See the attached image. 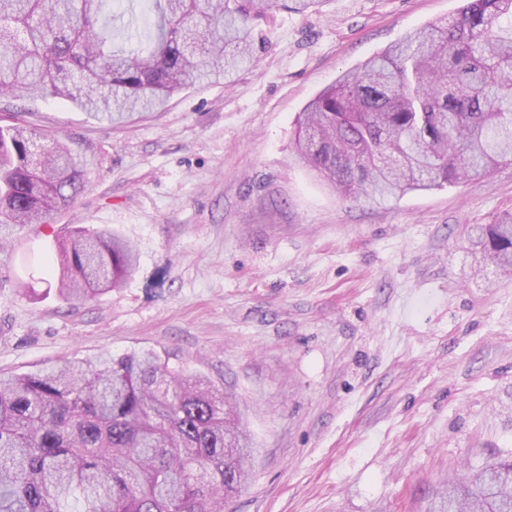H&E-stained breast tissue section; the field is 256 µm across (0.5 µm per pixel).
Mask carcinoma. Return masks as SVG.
<instances>
[{
  "label": "carcinoma",
  "mask_w": 512,
  "mask_h": 512,
  "mask_svg": "<svg viewBox=\"0 0 512 512\" xmlns=\"http://www.w3.org/2000/svg\"><path fill=\"white\" fill-rule=\"evenodd\" d=\"M254 0H0V95L53 96L95 117L161 109L253 60ZM0 124V224H46L80 192L60 142ZM297 151L323 180L375 202L487 175L512 161V0H465L456 17L387 46L315 95ZM512 270V217L475 224ZM66 301L122 286L133 247L76 224L60 239ZM237 405L152 352L0 375V512H224L249 479ZM430 512H512V455L448 482Z\"/></svg>",
  "instance_id": "carcinoma-1"
}]
</instances>
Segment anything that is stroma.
<instances>
[{
  "label": "stroma",
  "instance_id": "obj_1",
  "mask_svg": "<svg viewBox=\"0 0 512 512\" xmlns=\"http://www.w3.org/2000/svg\"><path fill=\"white\" fill-rule=\"evenodd\" d=\"M461 0L269 10L252 67L121 123L0 96V123L64 138L83 190L0 234V373L154 352L240 406L255 448L224 512H428L450 477L512 453V272L471 224L512 215V164L377 207L296 157L318 92ZM135 247L130 280L78 304L47 292L71 225ZM31 283L36 294H19Z\"/></svg>",
  "mask_w": 512,
  "mask_h": 512
}]
</instances>
